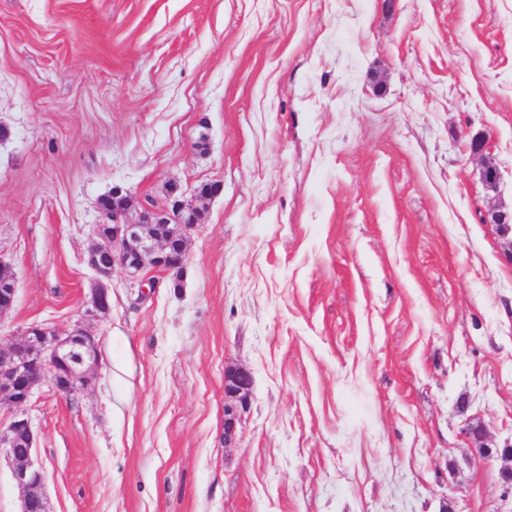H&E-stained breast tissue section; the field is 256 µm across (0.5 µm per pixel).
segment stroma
I'll use <instances>...</instances> for the list:
<instances>
[{"instance_id":"1","label":"stroma","mask_w":512,"mask_h":512,"mask_svg":"<svg viewBox=\"0 0 512 512\" xmlns=\"http://www.w3.org/2000/svg\"><path fill=\"white\" fill-rule=\"evenodd\" d=\"M0 128V336L99 340L28 405L50 512H512V0H0ZM116 184L201 221L89 319ZM253 378L249 371L238 368L224 371V393L235 396L247 405L252 395Z\"/></svg>"}]
</instances>
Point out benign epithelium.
<instances>
[{
  "label": "benign epithelium",
  "instance_id": "benign-epithelium-1",
  "mask_svg": "<svg viewBox=\"0 0 512 512\" xmlns=\"http://www.w3.org/2000/svg\"><path fill=\"white\" fill-rule=\"evenodd\" d=\"M91 235L87 263L96 277L90 289L86 315L98 317L110 308L108 282L114 267L133 281L145 270L166 272L185 264L188 243L199 224V213L179 200L152 202L134 207L125 187L112 186V210ZM487 222L501 236L512 232V212L493 210ZM16 279L0 283V316L14 305ZM98 361V342L84 321L68 328L31 324L15 336H0V407L10 411L9 421L0 423V459L11 466L21 490L20 512H49L44 494V469L34 459L37 434L27 406L35 391L49 381L55 391L73 395L86 389ZM253 378L238 368L224 371V393L243 405L252 395Z\"/></svg>",
  "mask_w": 512,
  "mask_h": 512
}]
</instances>
